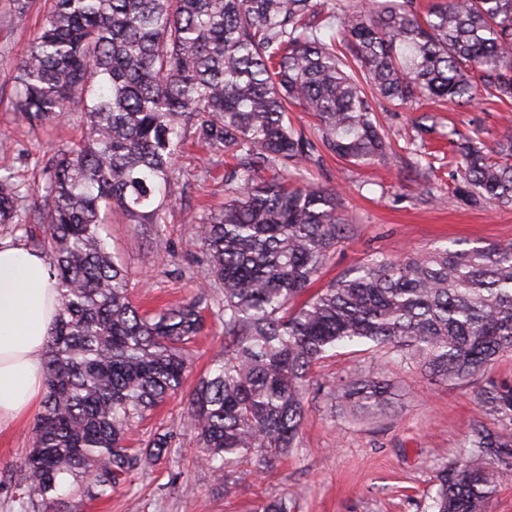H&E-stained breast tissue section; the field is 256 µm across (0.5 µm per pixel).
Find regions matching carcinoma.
Here are the masks:
<instances>
[{"instance_id": "obj_1", "label": "carcinoma", "mask_w": 512, "mask_h": 512, "mask_svg": "<svg viewBox=\"0 0 512 512\" xmlns=\"http://www.w3.org/2000/svg\"><path fill=\"white\" fill-rule=\"evenodd\" d=\"M15 107L33 126L78 104L83 138L57 150L35 191L31 246L48 261L60 311L44 357L45 396L14 486L24 512H50L64 485L103 501L172 437L127 446L135 419L184 388L187 345L205 327L197 295L149 314L128 297L105 224H157L180 188L191 140L222 171L224 208L199 219L207 287L220 293L224 360L190 391L204 461L272 468L299 448L310 371L369 342L442 381L512 350V242L372 258L326 288L311 285L345 237L338 191L305 181L320 150L391 164L374 101L468 104L483 88L512 101V0H369L338 14L318 0H52L10 68ZM317 119L312 140L289 121ZM468 203L512 206V137L454 144ZM21 185L0 174V226L21 228ZM355 410L388 404L378 378L341 386ZM512 425V385L486 393ZM473 450L443 470L431 512H490L512 473V431L475 429Z\"/></svg>"}]
</instances>
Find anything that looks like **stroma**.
<instances>
[{
	"label": "stroma",
	"instance_id": "1",
	"mask_svg": "<svg viewBox=\"0 0 512 512\" xmlns=\"http://www.w3.org/2000/svg\"><path fill=\"white\" fill-rule=\"evenodd\" d=\"M50 3L33 0L25 14L17 15L9 0H0V62L11 63L28 47ZM13 99L11 78L0 73V170L29 186L41 182L42 169L58 148L78 142L81 128L67 118L32 130L14 112ZM376 109L390 133L391 166H354L328 156L303 172L312 184L338 189L340 212L350 226L316 288L374 257L512 242V207H475L454 195L453 169L444 160L435 161L431 177L443 198L430 201L410 180L413 157L406 150L409 141L421 137L429 150L445 151L452 132L476 128L490 143L512 137V112L484 96L468 106L396 111L381 99ZM223 202L222 183L214 178L201 185L189 182L162 223L129 224L113 216L108 243L122 260L135 305L154 311L200 293L207 282L206 257L192 244L198 227L187 218ZM204 315L206 328L192 347L191 386L224 357V326L215 308ZM312 377L299 449L274 468L225 484L223 470L202 463L197 431L186 416L187 397L178 394L146 414L131 433L136 447L155 435L173 434L168 457L128 477L106 501L82 502L61 490L53 512H258L280 497L290 512H430L438 475L459 454L472 428H497L482 394L490 383L512 384V352L484 374L439 382L417 364L387 362L367 344L338 350L314 367ZM375 377L391 385L389 405L372 415H350L341 384ZM34 422L30 416L0 431V512H21L10 478L31 445Z\"/></svg>",
	"mask_w": 512,
	"mask_h": 512
}]
</instances>
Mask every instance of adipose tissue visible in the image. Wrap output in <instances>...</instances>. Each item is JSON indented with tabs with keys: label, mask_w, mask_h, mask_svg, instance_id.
<instances>
[{
	"label": "adipose tissue",
	"mask_w": 512,
	"mask_h": 512,
	"mask_svg": "<svg viewBox=\"0 0 512 512\" xmlns=\"http://www.w3.org/2000/svg\"><path fill=\"white\" fill-rule=\"evenodd\" d=\"M59 309L57 280L39 253L0 244V425L45 392L43 358Z\"/></svg>",
	"instance_id": "obj_1"
}]
</instances>
